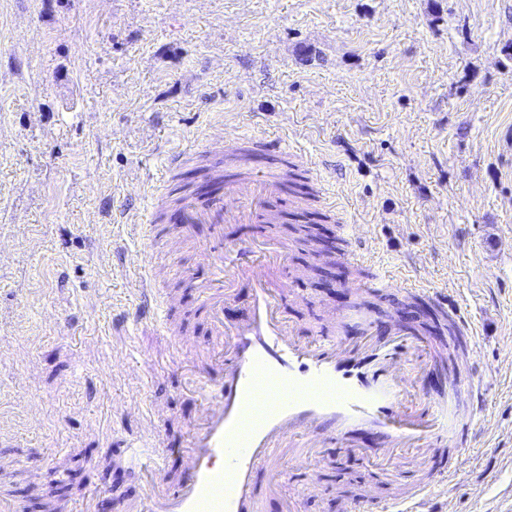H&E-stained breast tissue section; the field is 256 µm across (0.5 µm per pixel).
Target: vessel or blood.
<instances>
[{
    "label": "vessel or blood",
    "mask_w": 512,
    "mask_h": 512,
    "mask_svg": "<svg viewBox=\"0 0 512 512\" xmlns=\"http://www.w3.org/2000/svg\"><path fill=\"white\" fill-rule=\"evenodd\" d=\"M285 193L282 174L256 172L245 180L225 181L222 193L201 201L183 198L180 210L187 223L208 224L210 237L195 248L200 266L209 269L198 286L206 295L203 314L224 345L200 382L201 415L190 427L185 455L186 479L164 505L144 498L139 512H245L256 503V473H264L270 491L288 488L285 471L276 460L285 447H303L301 462L316 468L322 453L349 447L352 429L371 425L391 448H415L418 465L430 463L431 448L445 445L458 459L471 441V425L459 420L449 404L412 396L404 364L421 362L420 337H394L352 347L336 336L335 318L314 340L298 337L283 308L294 284L272 277L284 267L282 245L258 249L251 240L225 242L228 224H271L278 216L268 198ZM137 321L152 323L161 301L147 258H140ZM248 275L254 285L249 319L224 321L225 290L236 275ZM394 273L357 281L360 290L380 292L405 287ZM161 448L134 447L130 464L161 483ZM435 483L418 485L411 494L382 504V512H433Z\"/></svg>",
    "instance_id": "obj_1"
}]
</instances>
